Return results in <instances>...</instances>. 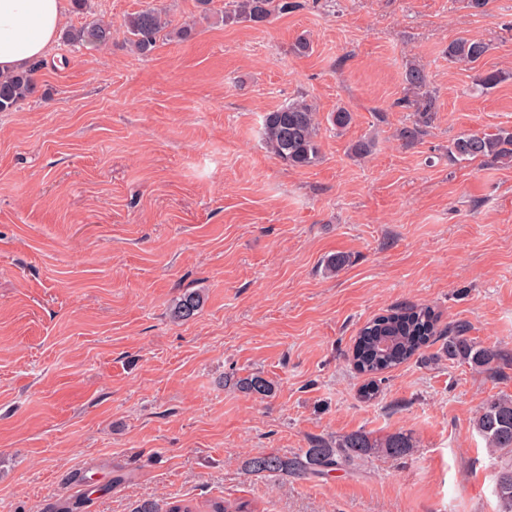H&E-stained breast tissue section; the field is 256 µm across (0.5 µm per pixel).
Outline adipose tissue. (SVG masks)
<instances>
[{
    "instance_id": "ef3b65f1",
    "label": "adipose tissue",
    "mask_w": 512,
    "mask_h": 512,
    "mask_svg": "<svg viewBox=\"0 0 512 512\" xmlns=\"http://www.w3.org/2000/svg\"><path fill=\"white\" fill-rule=\"evenodd\" d=\"M65 0H0V75L43 59L63 25Z\"/></svg>"
}]
</instances>
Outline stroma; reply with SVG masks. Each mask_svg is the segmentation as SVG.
Returning <instances> with one entry per match:
<instances>
[{
  "label": "stroma",
  "mask_w": 512,
  "mask_h": 512,
  "mask_svg": "<svg viewBox=\"0 0 512 512\" xmlns=\"http://www.w3.org/2000/svg\"><path fill=\"white\" fill-rule=\"evenodd\" d=\"M261 27L197 0H87L65 26L112 43L57 42L36 88L0 112V512H134L214 498L255 512H498L499 461L473 429L512 397V166L460 161L463 133L512 128V0H296ZM166 11L184 41L146 56L124 18ZM492 49L477 68L444 53ZM305 37L308 54L295 53ZM436 96L412 142L408 67ZM322 122L320 158L291 168L263 145L266 112L297 97ZM352 113L336 129L338 107ZM359 140L373 144L351 155ZM345 256L342 270L326 261ZM201 309L177 321L186 292ZM430 307L505 355L489 375L441 340L373 380L351 363L361 328ZM258 374L274 394L240 392ZM362 430L411 437L321 477L256 476L252 456ZM66 40L73 45L107 46L112 43V26L104 23H90L66 32ZM490 50L491 45L484 41L457 37L448 43L446 53L449 61L474 69Z\"/></svg>",
  "instance_id": "obj_1"
}]
</instances>
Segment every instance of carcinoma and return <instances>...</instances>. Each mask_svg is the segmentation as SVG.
Instances as JSON below:
<instances>
[{"instance_id": "obj_1", "label": "carcinoma", "mask_w": 512, "mask_h": 512, "mask_svg": "<svg viewBox=\"0 0 512 512\" xmlns=\"http://www.w3.org/2000/svg\"><path fill=\"white\" fill-rule=\"evenodd\" d=\"M297 7L294 0H229L224 10V22L249 23L263 26L278 14ZM127 42L137 52L148 55L163 38L184 40L191 28L170 27V20L153 8L141 10L123 22ZM66 40L73 45L107 46L112 43V26L90 23L66 32ZM491 50V45L480 40L457 37L448 43V60L473 69ZM34 70L0 76V112H12L34 91ZM512 75L500 70L478 74L477 82L483 90L496 88ZM408 89L416 93L414 99H404L407 108L414 109L416 119L410 127L400 130V137L414 140L426 126L435 108L431 92L427 89V76L423 70L410 67L405 71ZM320 120L314 106L305 98L289 102L265 113L263 140L268 151L291 168H304L319 159ZM449 153L460 160L482 159L492 164L512 165V130L498 128L494 131L462 134L453 139ZM202 297L197 292L184 293L175 303L172 316L176 320L190 319L199 310ZM467 327L457 324L439 328L438 316L428 307L409 306L391 309L360 331L352 351L356 370L365 375L377 376L414 356L434 336L445 338L443 350L450 359H462L472 365L492 370L501 357L497 351L473 344L467 339ZM241 391L268 397L273 392L271 383L260 375L252 374L236 381ZM476 431L487 446L500 453L501 465L493 474L495 494L501 512H512V397L489 400L473 419ZM413 443L410 437L398 433L383 439L358 430L336 440L315 438L309 447L292 458L275 453L253 456L245 461V469L255 475L306 476L324 475L338 466L374 454L388 457L407 455ZM137 512H253L247 504L235 507L222 500H212L203 511L189 500L169 502L163 506L145 501Z\"/></svg>"}]
</instances>
